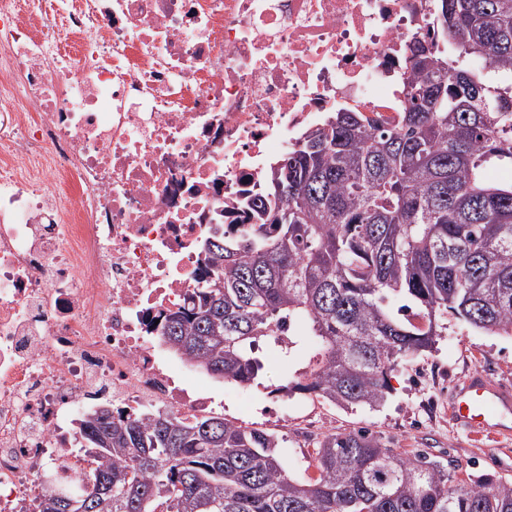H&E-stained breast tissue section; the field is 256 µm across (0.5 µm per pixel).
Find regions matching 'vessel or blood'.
<instances>
[{
	"instance_id": "obj_1",
	"label": "vessel or blood",
	"mask_w": 512,
	"mask_h": 512,
	"mask_svg": "<svg viewBox=\"0 0 512 512\" xmlns=\"http://www.w3.org/2000/svg\"><path fill=\"white\" fill-rule=\"evenodd\" d=\"M449 410L456 425L474 435L490 431L512 434V388L481 373H473L454 388Z\"/></svg>"
}]
</instances>
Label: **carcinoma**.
Wrapping results in <instances>:
<instances>
[{
	"label": "carcinoma",
	"instance_id": "carcinoma-1",
	"mask_svg": "<svg viewBox=\"0 0 512 512\" xmlns=\"http://www.w3.org/2000/svg\"><path fill=\"white\" fill-rule=\"evenodd\" d=\"M433 56L411 46L399 123L334 112L274 166L241 234L215 229L192 307L166 318L170 348L250 385L259 353L287 356L302 322L319 340L297 389L375 407L399 362L433 348L450 314L512 335V0H438ZM223 279V287H215ZM96 467L81 512H512V481H456L362 433L326 438L318 476L292 478L273 433L222 416H125L78 427ZM46 489L38 512H66Z\"/></svg>",
	"mask_w": 512,
	"mask_h": 512
}]
</instances>
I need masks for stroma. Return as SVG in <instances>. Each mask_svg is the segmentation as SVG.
I'll return each instance as SVG.
<instances>
[{
  "mask_svg": "<svg viewBox=\"0 0 512 512\" xmlns=\"http://www.w3.org/2000/svg\"><path fill=\"white\" fill-rule=\"evenodd\" d=\"M448 326L434 349L404 358L391 375V393L380 406L345 410L297 390L308 359L318 347L303 337L289 357L268 353L262 376L249 386L211 378L226 419L282 437L278 450L289 473L316 477V449L332 434L361 432L384 447L422 454L458 480L490 474L512 480V438L470 436L448 416V393L472 371L512 388V336L486 333L444 316Z\"/></svg>",
  "mask_w": 512,
  "mask_h": 512,
  "instance_id": "35a3bbf8",
  "label": "stroma"
}]
</instances>
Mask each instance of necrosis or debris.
<instances>
[{"mask_svg": "<svg viewBox=\"0 0 512 512\" xmlns=\"http://www.w3.org/2000/svg\"><path fill=\"white\" fill-rule=\"evenodd\" d=\"M437 0H0V512L102 406L213 413L161 340L213 228L352 109L392 127Z\"/></svg>", "mask_w": 512, "mask_h": 512, "instance_id": "obj_1", "label": "necrosis or debris"}]
</instances>
